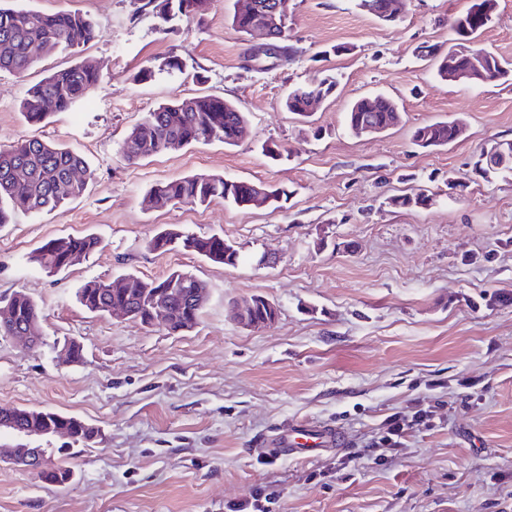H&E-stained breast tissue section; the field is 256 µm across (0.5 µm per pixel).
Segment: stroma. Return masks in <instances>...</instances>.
<instances>
[{
    "mask_svg": "<svg viewBox=\"0 0 512 512\" xmlns=\"http://www.w3.org/2000/svg\"><path fill=\"white\" fill-rule=\"evenodd\" d=\"M145 0H16L96 25L73 53L41 56L23 74L0 72V147L38 136L83 155L86 190L60 209L17 211L0 225V297L28 294L48 339H74L84 360L0 336V407H28L97 426L100 443L64 453L41 438L64 485L0 465V512H228L257 488L270 512H512V168L483 174L482 151L512 143V82L441 80L415 56L451 46V19L469 0H403L383 26L358 0H292L299 55L287 67L247 66V40L229 24L238 0H208L201 18L158 31ZM345 50L333 54L332 46ZM478 47L512 60V0H498ZM176 55L183 72L139 83L144 67ZM91 60L101 81L73 112L42 127L20 112L26 90L56 69ZM337 76L310 118L286 112L288 90ZM394 99L402 121L358 137L345 112L363 96ZM211 94L248 114L238 146L196 144L135 163L120 146L159 104ZM461 120L445 147L413 145L415 128ZM282 149L269 158L264 146ZM194 174L262 181L289 191L277 209L150 205L155 184ZM422 192L430 206L394 197ZM218 233L241 250L235 267L183 250L150 251L158 231ZM91 234L101 246L68 272L34 267L46 240ZM265 252L272 267L258 265ZM175 270L205 281L210 298L190 333L89 312L77 291L121 274ZM262 296L274 324L246 328L235 301ZM434 406L430 426L401 447L380 438L394 414ZM342 434L316 456H276L272 436L292 424Z\"/></svg>",
    "mask_w": 512,
    "mask_h": 512,
    "instance_id": "obj_1",
    "label": "stroma"
}]
</instances>
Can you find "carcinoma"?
Returning a JSON list of instances; mask_svg holds the SVG:
<instances>
[{
  "label": "carcinoma",
  "instance_id": "cac0c4a2",
  "mask_svg": "<svg viewBox=\"0 0 512 512\" xmlns=\"http://www.w3.org/2000/svg\"><path fill=\"white\" fill-rule=\"evenodd\" d=\"M145 6L159 20V30L175 19L198 16L195 0H146ZM497 0H471L469 7L456 15L451 29L456 39L471 42L492 22ZM280 43L278 65L291 64L298 50L289 43L288 18L274 27ZM94 21L79 13H45L31 8H19L0 3V72L22 74L30 69L44 52L71 53L95 38ZM419 54L435 62L437 76L448 80V54L435 44L417 47ZM177 56L163 60L158 70H182ZM153 67L138 72L136 80L146 81L154 76ZM100 75L87 61L59 69L38 84L30 87L21 101V113L31 126H40L61 113L75 109L88 92L98 84ZM338 80L332 75L318 85L297 86L283 100V108L295 115L308 114L312 93L332 94ZM396 102L375 94L355 101L348 108L345 121L351 131L357 130L361 117L381 130L396 125ZM248 124L247 113L234 103L215 95L176 98L145 113L130 130L121 145L126 160L140 161L198 143L219 140L226 146L239 143V131ZM454 121H438L417 127L413 142L422 148L447 146L455 141ZM27 170L26 179L13 177L16 168ZM88 163L77 152L35 136L0 148V224L13 221L15 205L20 203L30 213L52 211L79 197L86 183L73 179L77 173H87ZM151 196L168 202L205 205L215 200L243 210L255 208L253 202L269 200V206L288 200V192L262 181L227 180L218 175H192L154 186ZM100 245L93 235L59 237L46 241L30 256V261L49 273H59L81 264ZM148 248L166 253L176 248L192 252L211 262L229 267L238 265L241 254L236 245L219 234H194L176 229L163 230L148 242ZM80 303L89 311L103 314L114 301L127 302L134 311L132 319L146 323L150 310L158 301L166 303L167 325L170 334L192 331L206 305L205 284L188 272L173 271L167 276L143 282V287L126 292L112 287V282L91 281L78 291ZM12 308L10 323L0 324L1 336H12L18 330L31 336L30 347L46 346V336L38 305L26 294L16 292L5 299ZM278 313L273 303L264 299L254 302L248 318L272 325ZM36 410L29 408H0L3 425L22 426Z\"/></svg>",
  "mask_w": 512,
  "mask_h": 512
}]
</instances>
